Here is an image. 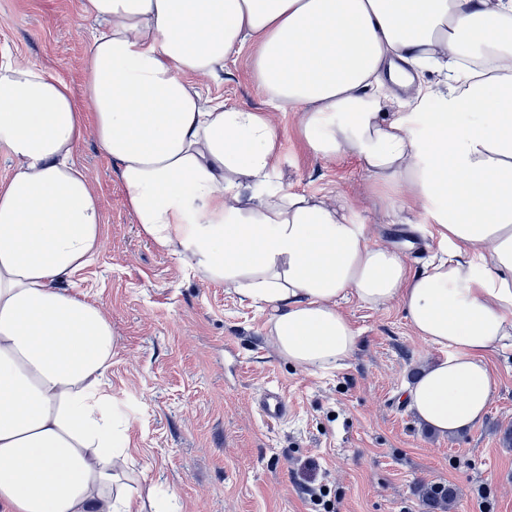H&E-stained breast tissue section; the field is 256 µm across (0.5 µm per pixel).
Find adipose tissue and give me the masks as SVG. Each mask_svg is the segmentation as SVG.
<instances>
[{"label":"adipose tissue","mask_w":512,"mask_h":512,"mask_svg":"<svg viewBox=\"0 0 512 512\" xmlns=\"http://www.w3.org/2000/svg\"><path fill=\"white\" fill-rule=\"evenodd\" d=\"M91 21L83 111L43 67L0 59V507L160 512L126 482L113 412L116 338L74 279L103 246L102 202L78 159L114 162L141 232L188 275L268 311L277 354L341 368L352 297L400 304L440 356L404 388L444 434L480 421L487 358L512 346V0H81ZM252 46L251 78L300 116L318 158L350 156L387 208L420 203L441 254L411 272L345 202L279 185L263 113L204 96ZM442 82L423 81L424 71ZM416 93L389 111L388 89Z\"/></svg>","instance_id":"adipose-tissue-1"}]
</instances>
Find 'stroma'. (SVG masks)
<instances>
[{
  "label": "stroma",
  "instance_id": "1",
  "mask_svg": "<svg viewBox=\"0 0 512 512\" xmlns=\"http://www.w3.org/2000/svg\"><path fill=\"white\" fill-rule=\"evenodd\" d=\"M90 27L79 0H0V56L51 69L82 95ZM251 52L224 64L210 95L267 113L280 137L281 183L345 200L376 243L401 246L411 271L438 252L421 206L390 211L357 160H323L304 144L298 115L271 109L250 76ZM79 157L103 205L104 245L76 275L109 313L117 339L109 383L129 424L136 471L174 495L177 512H512V348L489 357L494 386L483 419L451 436L420 422L405 383L438 357L401 307L355 299L340 308L362 338L342 368L307 372L280 358L267 312L182 270L141 235L112 160L87 139ZM285 391L287 419L265 422L255 399ZM445 486L450 507L429 508Z\"/></svg>",
  "mask_w": 512,
  "mask_h": 512
}]
</instances>
